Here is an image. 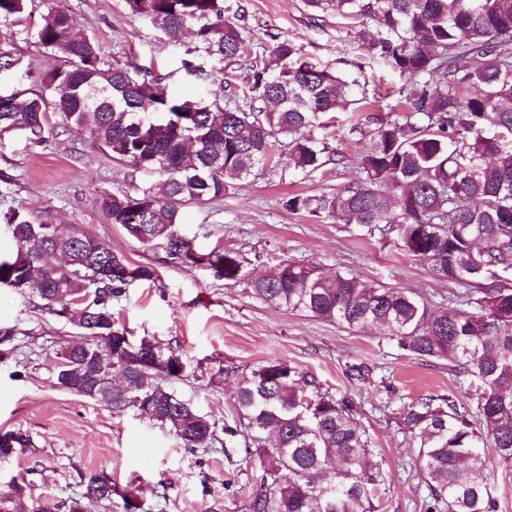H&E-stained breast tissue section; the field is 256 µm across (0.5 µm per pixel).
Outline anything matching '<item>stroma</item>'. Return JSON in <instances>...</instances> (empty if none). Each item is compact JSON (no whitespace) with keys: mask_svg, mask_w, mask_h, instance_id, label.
I'll return each mask as SVG.
<instances>
[{"mask_svg":"<svg viewBox=\"0 0 512 512\" xmlns=\"http://www.w3.org/2000/svg\"><path fill=\"white\" fill-rule=\"evenodd\" d=\"M229 18L247 31V50L207 74L187 73L184 49L168 44L125 0H28L26 11L0 27L22 58L19 70L0 77V88L36 87L60 60L34 43L32 34L52 6L68 9L79 28L93 36L104 61L114 67L151 66L171 89L205 99L219 87L242 92L261 46L271 35L296 40L321 66L342 73L336 22L314 26L304 0H224ZM328 138L340 162L303 175L289 168L285 148L275 164L258 167L232 182L223 198L186 206L182 233L199 250L222 247L245 260L238 281L214 278L207 270L166 263L161 250L131 238L109 223L98 199L103 193L159 192L157 176L112 161L90 134L71 127L33 147L25 140H0V212L21 208L59 230L83 225L111 243L133 265L154 267L153 281L135 282L113 307L118 323L135 337L150 335L172 347L187 365L185 377L169 381L181 399L217 424H236V390L242 373L281 358L315 376L323 389L348 398L365 433L372 459L384 479L374 512H423L427 486L418 470V450L397 416L427 394H453L459 412L474 413L476 385L455 376L447 363L422 361L399 349L383 330L352 332L336 324L274 309L252 294V279L280 262L312 264L325 274L352 271L374 286L412 288L433 309L450 308L455 284L434 279L422 263L398 251L392 240L353 224L320 223L289 211L286 197L336 190L362 175L365 144L349 122L313 132ZM0 327L16 328L0 347V431L31 435L36 455L0 464V493L8 483L26 481L30 492L15 501L16 512L75 497L91 476L107 474L136 496L138 512H244L243 505L262 475L260 459L243 445L191 452L169 426L149 420L136 408L112 412L97 401L60 388L57 367L63 347L77 341L74 327L34 309L29 299L0 287ZM368 368L366 379L350 368ZM119 496L88 512H124Z\"/></svg>","mask_w":512,"mask_h":512,"instance_id":"obj_1","label":"stroma"}]
</instances>
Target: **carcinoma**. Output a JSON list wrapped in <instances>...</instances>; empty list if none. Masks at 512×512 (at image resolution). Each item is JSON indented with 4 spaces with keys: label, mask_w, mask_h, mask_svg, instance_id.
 Masks as SVG:
<instances>
[{
    "label": "carcinoma",
    "mask_w": 512,
    "mask_h": 512,
    "mask_svg": "<svg viewBox=\"0 0 512 512\" xmlns=\"http://www.w3.org/2000/svg\"><path fill=\"white\" fill-rule=\"evenodd\" d=\"M28 0H0V24L24 13ZM174 45L186 29L197 44L183 60L190 72L240 56L243 28L224 17V0H125ZM310 19L339 20L343 51H365L352 65L378 60L402 82L388 117L368 134L360 155L363 177L334 192L293 195L288 210L317 221L356 224L393 240L440 281L457 284L459 306L431 310L410 288L370 286L351 272L328 277L310 264L282 262L252 282L265 304L334 323L351 331L374 326L402 350L448 368L478 385L476 414L458 411L451 394L411 401L399 420L416 442L428 497L425 512H498L497 484L479 478L485 449L512 470V0H305ZM36 44L62 54L37 88L0 93V138L16 135L41 145L65 125L89 131L112 160L152 167L164 197L104 194L100 207L139 243L166 261L208 269L226 281L244 276L236 251L197 252L179 231L182 209L224 197L232 181L268 162L276 138L287 139L288 165L309 175L336 150L309 135L334 123L338 112L378 103L369 81L321 69L290 38L273 46L255 68L243 96L230 106L168 91L147 68L112 67L96 40L79 33L70 14L47 10ZM14 43L0 39V75L19 69ZM16 244L0 261V285L33 307L79 330L82 346L62 352L57 384L116 413L129 407L170 426L190 450L212 447L216 423L162 387L180 379L186 363L153 336L136 341L118 326L112 308L140 280L158 278L132 266L112 245L82 226L66 233L17 209L3 214ZM167 367L155 364V358ZM245 430L224 426V443L255 444L263 473L246 512H372L379 484L353 405L322 389L317 379L282 360L244 374L236 392ZM0 454L37 451L29 434L9 431ZM26 487L14 481L0 494L12 512ZM112 501V481L93 476L78 498L36 512H85V502Z\"/></svg>",
    "instance_id": "cac0c4a2"
}]
</instances>
